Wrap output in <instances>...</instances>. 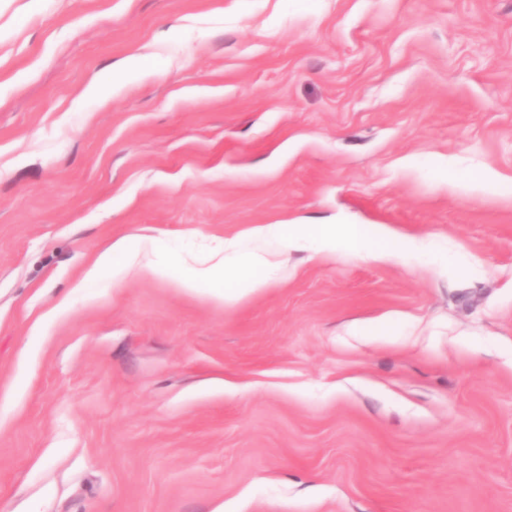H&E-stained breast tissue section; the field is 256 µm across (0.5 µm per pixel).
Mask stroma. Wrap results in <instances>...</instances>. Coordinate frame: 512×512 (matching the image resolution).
Wrapping results in <instances>:
<instances>
[{"mask_svg":"<svg viewBox=\"0 0 512 512\" xmlns=\"http://www.w3.org/2000/svg\"><path fill=\"white\" fill-rule=\"evenodd\" d=\"M485 170L512 0H0V512H512V195L448 182ZM341 220L428 249L81 284Z\"/></svg>","mask_w":512,"mask_h":512,"instance_id":"1","label":"stroma"}]
</instances>
